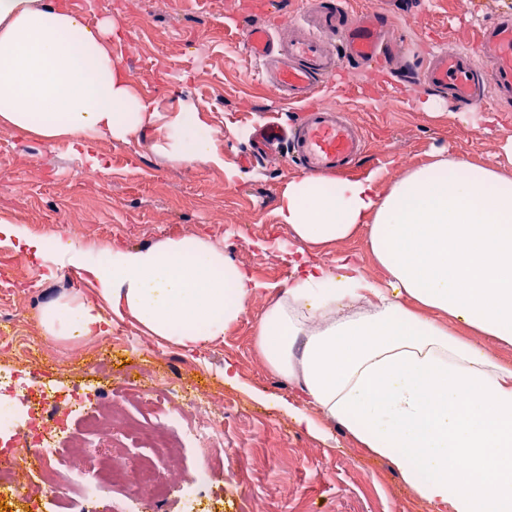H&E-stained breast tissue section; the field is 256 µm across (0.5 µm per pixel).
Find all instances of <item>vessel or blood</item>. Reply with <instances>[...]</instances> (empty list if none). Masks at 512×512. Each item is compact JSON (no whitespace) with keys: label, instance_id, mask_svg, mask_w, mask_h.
<instances>
[{"label":"vessel or blood","instance_id":"b4317fda","mask_svg":"<svg viewBox=\"0 0 512 512\" xmlns=\"http://www.w3.org/2000/svg\"><path fill=\"white\" fill-rule=\"evenodd\" d=\"M241 42L258 65L257 77L275 86L279 104L300 111L293 123L277 116L253 121L251 150L241 155V163L248 166L283 151L308 174H337L354 164L365 147L362 128L346 119L343 107L311 108L307 102L347 67L388 63L402 46L390 19L379 11L352 15L345 0H307L296 35L278 33L270 19L243 27ZM481 46L488 65H477L470 54L440 42L411 75L448 94L462 112L486 107L490 84L500 98L511 100V13L485 24Z\"/></svg>","mask_w":512,"mask_h":512}]
</instances>
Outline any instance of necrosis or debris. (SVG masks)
Listing matches in <instances>:
<instances>
[{
    "instance_id": "obj_1",
    "label": "necrosis or debris",
    "mask_w": 512,
    "mask_h": 512,
    "mask_svg": "<svg viewBox=\"0 0 512 512\" xmlns=\"http://www.w3.org/2000/svg\"><path fill=\"white\" fill-rule=\"evenodd\" d=\"M123 396L138 397L141 415L116 421L112 399L83 412V429L74 434L68 418L54 417L51 405L78 406L74 393L52 386L0 391V447L9 449L15 467L0 469V491L26 478L23 498L30 512H41L43 491L63 488L60 512H158L172 496L182 512H197L199 496L212 484V460L224 444V407L209 396L185 394L182 376L158 383L151 393L124 383ZM144 447L127 457L112 442L115 424Z\"/></svg>"
}]
</instances>
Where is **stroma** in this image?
I'll return each instance as SVG.
<instances>
[{
  "label": "stroma",
  "mask_w": 512,
  "mask_h": 512,
  "mask_svg": "<svg viewBox=\"0 0 512 512\" xmlns=\"http://www.w3.org/2000/svg\"><path fill=\"white\" fill-rule=\"evenodd\" d=\"M257 2L194 0L186 10L181 0H79L74 12L82 19L108 15L117 24L112 52L147 99L166 112L182 100L196 104L213 152L224 162L175 161L153 148L151 130L131 142L102 136L81 144L0 126V219L37 235L55 233L60 249L77 238L100 248L198 235L223 245L256 279L286 281L288 263L256 244L288 240L276 206L298 172L284 162L239 163L249 149V123L279 109L274 89L252 81L255 61L235 46L238 28L257 21ZM347 7L355 14L389 9L406 33L405 57L413 62L425 58L433 40L479 55L483 24L512 11V0H347ZM432 94L424 85L400 91L385 76L355 69L314 101L344 106L364 129L367 147L353 174L380 168L396 178L436 148L512 170V157L502 149L512 135V107L493 103L476 117L449 108L434 116L425 109ZM14 265L23 275L8 286L0 282V291L12 288V305L27 309L21 330L41 339L49 359L41 381L93 398L119 392L138 369L161 380L178 368L198 390L224 400V445L232 454L203 512H425L388 460L369 456L338 427L332 441L317 439L286 412V404H300V390L270 372L253 344L254 322L270 296H255L222 341L195 351L158 341L132 317L113 314L111 335L135 343L111 348L99 336L54 340L42 334L44 304L62 295L96 301L92 275L71 267L46 274L43 264L1 244L0 268ZM228 361L238 382L224 380Z\"/></svg>",
  "instance_id": "1"
}]
</instances>
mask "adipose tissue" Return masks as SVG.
<instances>
[{
  "instance_id": "1",
  "label": "adipose tissue",
  "mask_w": 512,
  "mask_h": 512,
  "mask_svg": "<svg viewBox=\"0 0 512 512\" xmlns=\"http://www.w3.org/2000/svg\"><path fill=\"white\" fill-rule=\"evenodd\" d=\"M116 34L111 17L87 23L63 0H0V125L88 141L152 126L155 149L212 160L197 107L159 114L113 56ZM277 216L290 232L275 245L292 268L281 284L198 236L109 246L103 269L84 245L56 254L51 237L21 224L1 222L0 242L93 272L100 303L67 296L41 308L54 339L102 335L106 301L191 351L273 294L254 339L268 369L300 386L298 426L318 438L341 427L392 462L427 512H512V366L476 343L512 346V173L437 149L396 179L377 169L292 179ZM360 234L381 277L350 254L321 262Z\"/></svg>"
}]
</instances>
